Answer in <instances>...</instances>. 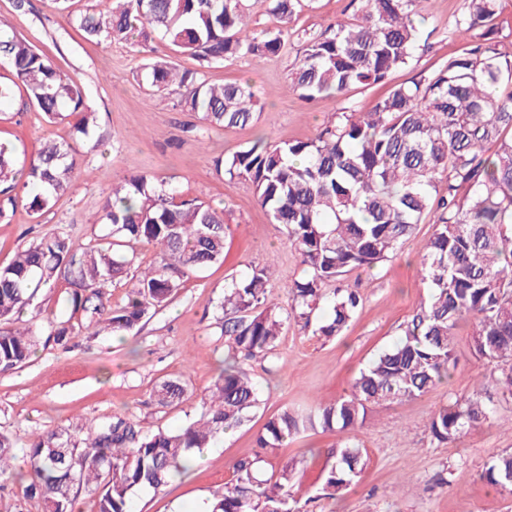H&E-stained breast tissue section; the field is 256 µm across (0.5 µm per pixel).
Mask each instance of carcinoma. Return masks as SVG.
I'll return each instance as SVG.
<instances>
[{"label":"carcinoma","instance_id":"carcinoma-1","mask_svg":"<svg viewBox=\"0 0 512 512\" xmlns=\"http://www.w3.org/2000/svg\"><path fill=\"white\" fill-rule=\"evenodd\" d=\"M112 7L70 18L90 38L146 43L159 30L175 51L207 64L241 52L255 56L282 51L288 32L247 33V0H106ZM267 11L292 22L298 0H264ZM352 18L339 20L305 39L291 72L301 98L341 97L372 84H387L419 46L415 23L420 0H358ZM497 0H468L450 33L461 52L436 70L390 87L359 112L334 114L314 139L260 141L215 161L231 180L251 183L258 203L276 224L306 274L288 286L289 309L270 302L272 272L255 269L224 286L217 309L221 334L232 353L250 359L275 350L285 321L319 336H339L361 304L355 288H326L341 277L370 270L393 256L415 226L433 216L434 230L420 254L430 293L402 329L397 343L356 377L352 391L309 412L282 410L258 438L261 448L318 428L349 432L362 426L368 408L428 392L456 368L455 329L472 323L471 348L491 363L489 382L440 407L429 430L453 444L496 417L494 397L512 400V55L500 49L493 20ZM472 32L476 40L468 39ZM8 65L26 90L27 105L51 122L74 118L88 136L96 127L84 88L27 39L0 35V65ZM155 92L180 94L178 105L208 126H246L254 119L252 94L238 83L211 85L179 71L168 54L155 53L140 73ZM15 149L0 143V221L17 205L41 216L61 196L78 188L83 159L73 144H40L20 180ZM468 195H459L461 188ZM97 223L108 232L78 254L68 234L47 232L13 260L0 265V321L20 315L42 287L66 285L69 317L41 308L30 322H47L55 345L75 336H124L171 300L183 280L224 258V210L139 171L112 186ZM144 243L155 259L135 277L127 302L108 305L105 288L129 274L136 255L126 247ZM325 319H313L320 305ZM37 332L0 331V373L13 371L35 354ZM187 385L164 379L152 391L162 407L179 404ZM259 402L253 380L228 364L211 386L199 414L177 429L143 431L125 419L101 420L85 435L51 430L34 434L27 448V478L14 512H74L81 491L97 495L98 512H132L140 491L160 492L189 471L197 454L216 437L241 425ZM13 437L0 431V478L14 470ZM324 470L323 491L334 499L366 464V451L351 440L334 449ZM259 460H241L233 478L213 494L208 512H303L294 491L297 462L289 460L275 481L259 476ZM482 479L512 491V453L498 454Z\"/></svg>","mask_w":512,"mask_h":512}]
</instances>
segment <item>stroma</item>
<instances>
[{"label":"stroma","mask_w":512,"mask_h":512,"mask_svg":"<svg viewBox=\"0 0 512 512\" xmlns=\"http://www.w3.org/2000/svg\"><path fill=\"white\" fill-rule=\"evenodd\" d=\"M466 0H421V26L429 33L428 50L417 51L410 65L392 80L409 81L434 70L460 51L448 27L464 11ZM351 0H300L291 24L292 36L276 55L241 54L200 66L198 59L178 54L180 70L199 73L207 83L237 82L256 104L254 121L244 127H208L186 131L190 113L177 107V94L158 95L143 85L139 68L150 49L166 51L159 33L137 50L119 42L87 39L51 6L50 0H28L15 10L13 0H0V18L9 29L31 41L78 81L98 116V131L81 141L84 165L78 194L58 199L35 217L17 207L0 222V264L50 229L66 232L75 252H82L105 228L96 219L104 191L135 171H149L175 182L182 194L224 208L226 259L191 275L166 307L149 314L138 333L87 336L64 352L38 348L29 363L0 374V428L18 445L36 431L78 432L85 421L124 418L143 430L173 429L199 412L202 400L224 368L227 353L215 305L224 284L252 270L272 267L271 298L288 303V285L302 274L298 254L283 225L272 223L251 184L217 174L213 161L227 157L268 135L279 141L315 137L331 115L364 105L385 93L370 85L349 95L300 98L290 82L303 39L351 17ZM15 89L9 109L0 111V141L12 144L21 163H29L41 138L68 140L71 123L49 124L41 113L22 105ZM433 232L431 221L417 224L396 255L369 272L343 278L363 303L343 335L325 338L287 322L274 354L244 361L260 403L241 426L217 437L196 466L166 491H145L134 498V512H189L211 498L243 459L261 457L264 475L278 474L288 460L298 463L297 479L311 493L307 512H512V492L487 486L480 474L492 457L512 451V401L501 403L494 421L468 431L456 445L438 443L429 421L441 406L471 393L474 382L488 379L491 366L470 347V323L455 336L457 368L450 381L422 395L367 412L352 440L365 448L366 465L342 495L315 497L330 452L340 441L335 432H308L279 448L259 449L256 438L266 422L283 408H313L346 395L356 373L395 342L405 323L428 295L418 252ZM163 379H180L188 393L181 404L160 408L151 388Z\"/></svg>","instance_id":"1"}]
</instances>
